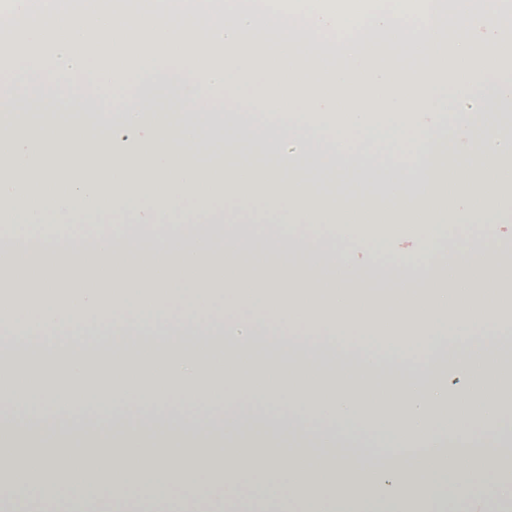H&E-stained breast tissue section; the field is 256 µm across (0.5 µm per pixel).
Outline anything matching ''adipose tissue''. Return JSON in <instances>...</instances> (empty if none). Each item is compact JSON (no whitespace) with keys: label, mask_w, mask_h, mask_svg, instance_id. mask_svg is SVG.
Returning <instances> with one entry per match:
<instances>
[{"label":"adipose tissue","mask_w":512,"mask_h":512,"mask_svg":"<svg viewBox=\"0 0 512 512\" xmlns=\"http://www.w3.org/2000/svg\"><path fill=\"white\" fill-rule=\"evenodd\" d=\"M409 91L333 95L227 84L105 83L119 108L89 112L91 85L0 84V472L48 512L102 489L138 512H225L222 495L173 499L220 453L249 512H444L475 473L512 464V246L497 224L512 185V0H414ZM269 167L241 181L200 162L223 141ZM263 205L260 224L210 208ZM427 227L416 264H356L341 215ZM139 227L92 228L116 210ZM72 226L43 231L47 215ZM482 227L443 248L434 228ZM192 414L169 409L173 391ZM289 406L282 415L281 406ZM490 429L468 436L464 425ZM360 426L375 445L353 441ZM375 487L359 504L354 486Z\"/></svg>","instance_id":"adipose-tissue-1"}]
</instances>
